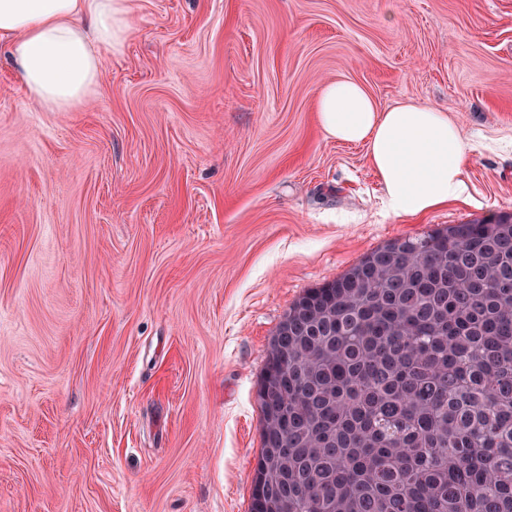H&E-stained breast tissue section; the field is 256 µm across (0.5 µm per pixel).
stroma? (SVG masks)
<instances>
[{"label": "stroma", "instance_id": "stroma-1", "mask_svg": "<svg viewBox=\"0 0 512 512\" xmlns=\"http://www.w3.org/2000/svg\"><path fill=\"white\" fill-rule=\"evenodd\" d=\"M76 112L0 47V512H249L258 383L307 289L512 213V0H129ZM448 111L466 194L384 204L315 103Z\"/></svg>", "mask_w": 512, "mask_h": 512}]
</instances>
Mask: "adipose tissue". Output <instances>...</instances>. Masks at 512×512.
I'll return each mask as SVG.
<instances>
[{"label":"adipose tissue","mask_w":512,"mask_h":512,"mask_svg":"<svg viewBox=\"0 0 512 512\" xmlns=\"http://www.w3.org/2000/svg\"><path fill=\"white\" fill-rule=\"evenodd\" d=\"M128 0H0L6 43L28 98L47 112L79 110L94 98L102 51L120 52ZM326 137L363 143L391 210L427 213L459 198L467 150L446 111L403 101L379 109L351 80L326 84L317 98Z\"/></svg>","instance_id":"ef3b65f1"}]
</instances>
